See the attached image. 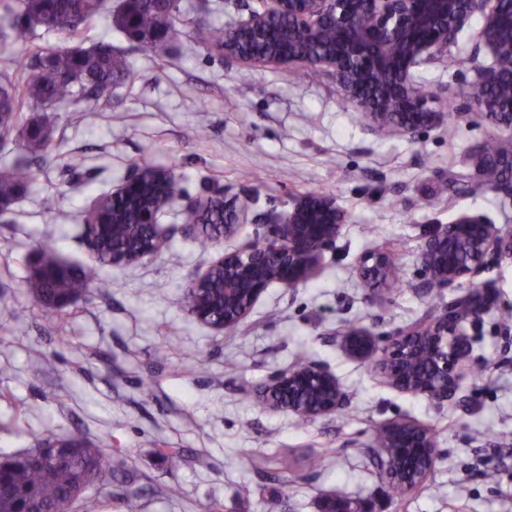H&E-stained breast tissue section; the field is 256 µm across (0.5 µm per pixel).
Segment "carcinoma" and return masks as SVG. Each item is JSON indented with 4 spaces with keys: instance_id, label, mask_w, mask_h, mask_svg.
Masks as SVG:
<instances>
[{
    "instance_id": "1",
    "label": "carcinoma",
    "mask_w": 512,
    "mask_h": 512,
    "mask_svg": "<svg viewBox=\"0 0 512 512\" xmlns=\"http://www.w3.org/2000/svg\"><path fill=\"white\" fill-rule=\"evenodd\" d=\"M101 11V0H17L14 17L9 21L7 39L26 42L36 30L47 32L68 30L66 21L75 15L89 18ZM181 7L162 0H125L111 15V25L146 46L167 44L177 38L176 22ZM131 70L127 62L112 52L103 42L89 48L80 45H57L47 49L35 70L20 78L9 72L0 73V135L9 136L16 129L17 112L26 103L42 111L67 99L88 100L110 87ZM34 135L19 134L22 152H46L51 146L48 125L44 121L31 123ZM506 145L496 135L487 136L478 146L484 159L493 163ZM32 180V170L25 159L19 158L0 168V198L13 199ZM106 248L99 257L100 265L78 271L58 260L53 253H43L40 265L26 283L30 298L44 306L56 299L73 297L90 287L104 288L100 266L112 263V229H107ZM62 441L63 450L34 448L30 458H7L0 461V488L11 495L0 497V512H29L31 499L39 502L46 512L62 507L75 496L82 482L105 481L112 474V459L90 445L78 433Z\"/></svg>"
}]
</instances>
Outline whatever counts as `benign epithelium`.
<instances>
[{"label": "benign epithelium", "instance_id": "obj_1", "mask_svg": "<svg viewBox=\"0 0 512 512\" xmlns=\"http://www.w3.org/2000/svg\"><path fill=\"white\" fill-rule=\"evenodd\" d=\"M481 14L478 40L493 60L477 68L470 108L483 112L512 132V0H263V8L224 28V56L242 61H271L288 67L327 68L336 79L341 100L361 112L376 133L413 136L435 128L448 114L434 107V96L418 89L414 71L448 51L475 14ZM475 181L496 193L512 196V179L497 178L485 168ZM179 197L178 180L165 169H153L146 181L140 169L90 210L84 239L97 255L105 230L121 232L124 246L112 251V264H130L155 256L151 239L165 236L158 222L161 209ZM224 209V237L247 223L237 197L195 200L186 209L208 223L210 211ZM347 223L336 199L304 194L268 224L260 244L226 253L194 277L187 290L188 312L215 329L240 325L261 294L273 283L293 288L312 277L325 250ZM491 255L512 256V232L483 217L462 213L449 224H436L421 249L429 274L427 288L469 287V293L440 315L418 322L380 345L367 330H353L345 349L370 358L389 385L445 403L453 399L469 341L458 330L461 320L483 313L479 285L471 277ZM360 277L374 289L393 276L389 251L364 254ZM262 399L272 408L315 419L347 404L345 392L327 368L304 364L281 373L265 387ZM382 440L398 457L410 455L431 471L436 462L434 440L411 422L383 429Z\"/></svg>", "mask_w": 512, "mask_h": 512}]
</instances>
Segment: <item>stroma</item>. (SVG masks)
<instances>
[{
  "mask_svg": "<svg viewBox=\"0 0 512 512\" xmlns=\"http://www.w3.org/2000/svg\"><path fill=\"white\" fill-rule=\"evenodd\" d=\"M178 40H129L108 13L84 21L75 41L109 43L128 79L96 101L24 106L20 126L46 119L52 146L32 181L0 214V458L17 457L72 431L105 443L120 464L90 488L75 512H512V258H491L475 276L485 311L462 322L472 343L455 403L392 388L370 360L349 355L344 336L379 339L440 314L451 293L425 288L420 253L433 225L460 213L512 229V198L477 190L476 147L495 128L467 107L474 65L492 56L473 16L446 59L419 73L454 130L381 136L342 104L325 70L225 59L207 31L247 18L260 0H181ZM65 34L15 44L0 36V69H25L33 53ZM248 81H240L241 72ZM173 170L181 197L159 221L171 244L153 259L105 267L56 312L29 298L38 255L52 250L77 267L95 263L84 241L92 204L134 168ZM238 196L248 222L229 239L185 234L187 201ZM335 197L348 216L318 273L294 288L272 285L245 323L219 331L186 306L191 279L224 253L255 241L264 215L299 195ZM54 197V211L43 208ZM385 247L396 282L372 292L359 278L362 253ZM325 365L349 397L342 411L300 422L258 393L288 369ZM429 428L437 461L417 490L396 495L377 464L385 425ZM181 453L170 468L164 449Z\"/></svg>",
  "mask_w": 512,
  "mask_h": 512,
  "instance_id": "1",
  "label": "stroma"
}]
</instances>
